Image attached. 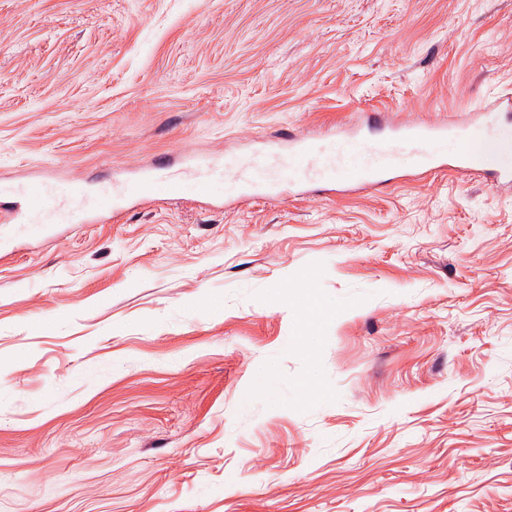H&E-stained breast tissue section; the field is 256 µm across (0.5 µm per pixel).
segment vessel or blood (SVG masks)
I'll list each match as a JSON object with an SVG mask.
<instances>
[{
  "instance_id": "1",
  "label": "vessel or blood",
  "mask_w": 512,
  "mask_h": 512,
  "mask_svg": "<svg viewBox=\"0 0 512 512\" xmlns=\"http://www.w3.org/2000/svg\"><path fill=\"white\" fill-rule=\"evenodd\" d=\"M512 112V98L484 100L474 108L475 120L480 121L488 135H495L500 113ZM280 153L255 154L249 157L226 184L235 198L256 196L274 199L280 196L284 184H319L326 191L338 194L358 193L386 182L393 171V160L403 147H410L418 174L445 170L463 178L483 176L488 186L498 192L512 193V144L499 143L495 152L475 155L468 144L464 128L445 121L390 126L379 146V163L372 169L344 171L332 157L310 156L304 137L294 135L280 141ZM142 186L147 196L168 198L192 193L204 198L210 192V181L199 163L173 169L162 163L155 174L144 177ZM53 191L47 181H36L22 190L23 207L20 211L24 223L64 224L70 210L82 208L89 213H120L124 189L116 185L97 191L93 195H77L72 201L48 210L43 202Z\"/></svg>"
}]
</instances>
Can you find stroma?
<instances>
[{
	"label": "stroma",
	"instance_id": "1",
	"mask_svg": "<svg viewBox=\"0 0 512 512\" xmlns=\"http://www.w3.org/2000/svg\"><path fill=\"white\" fill-rule=\"evenodd\" d=\"M501 96L512 0H0V512H512V195L403 165L12 218L42 178L52 208L288 132L338 156L375 111L474 137ZM308 273L344 310L312 360L269 295Z\"/></svg>",
	"mask_w": 512,
	"mask_h": 512
}]
</instances>
